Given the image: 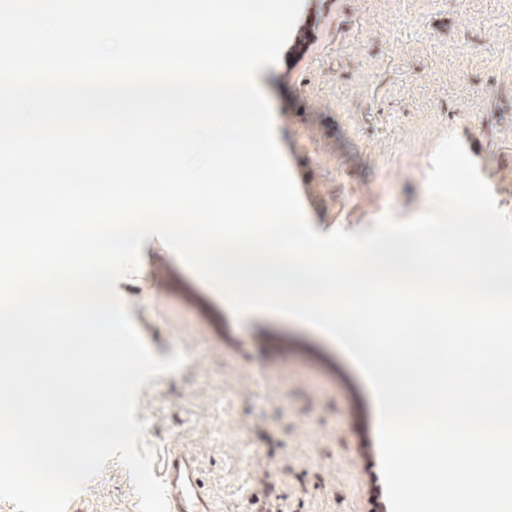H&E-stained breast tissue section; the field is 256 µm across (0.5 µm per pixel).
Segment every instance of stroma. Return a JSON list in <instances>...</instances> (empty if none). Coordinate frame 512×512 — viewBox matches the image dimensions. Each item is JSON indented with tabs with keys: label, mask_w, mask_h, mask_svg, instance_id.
<instances>
[{
	"label": "stroma",
	"mask_w": 512,
	"mask_h": 512,
	"mask_svg": "<svg viewBox=\"0 0 512 512\" xmlns=\"http://www.w3.org/2000/svg\"><path fill=\"white\" fill-rule=\"evenodd\" d=\"M312 27L257 76L283 155L297 153L316 199L303 213L321 234L366 232L385 215L429 205L440 141L457 137L512 216V0H304ZM163 266L149 282L148 263ZM116 297L162 360L182 353L139 405L153 448H187L223 512H250L262 480L288 512H387L375 399L345 351L276 312L243 322L224 292L157 237ZM90 512H140L128 470L109 460Z\"/></svg>",
	"instance_id": "35a3bbf8"
}]
</instances>
